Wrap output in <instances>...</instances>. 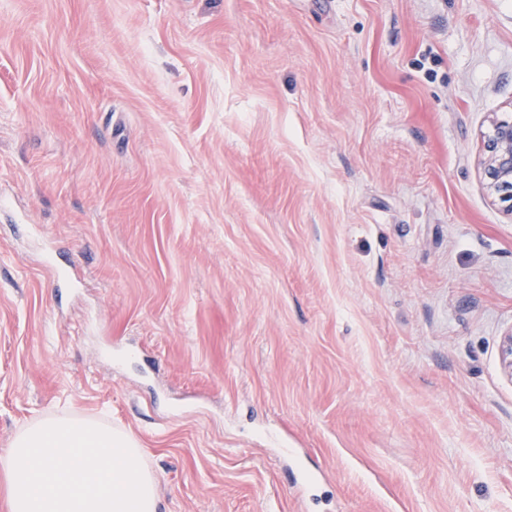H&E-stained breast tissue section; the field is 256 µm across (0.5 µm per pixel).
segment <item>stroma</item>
<instances>
[{
  "label": "stroma",
  "instance_id": "obj_1",
  "mask_svg": "<svg viewBox=\"0 0 512 512\" xmlns=\"http://www.w3.org/2000/svg\"><path fill=\"white\" fill-rule=\"evenodd\" d=\"M512 0H0V450L104 419L158 512H512ZM483 179L512 213V118L495 122L484 143Z\"/></svg>",
  "mask_w": 512,
  "mask_h": 512
}]
</instances>
